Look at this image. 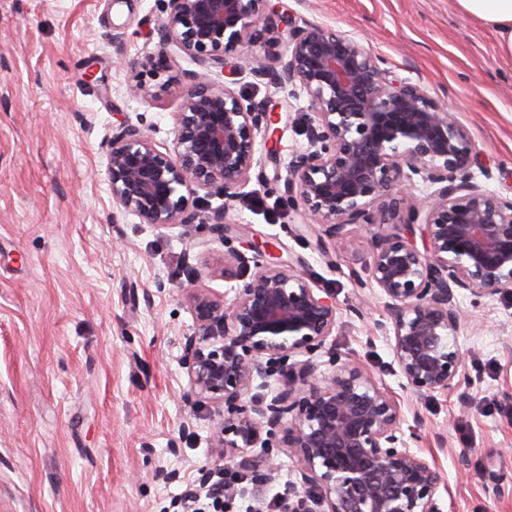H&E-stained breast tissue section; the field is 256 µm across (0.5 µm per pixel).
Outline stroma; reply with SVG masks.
I'll return each instance as SVG.
<instances>
[{"instance_id":"35a3bbf8","label":"stroma","mask_w":512,"mask_h":512,"mask_svg":"<svg viewBox=\"0 0 512 512\" xmlns=\"http://www.w3.org/2000/svg\"><path fill=\"white\" fill-rule=\"evenodd\" d=\"M293 23L314 21L359 38L394 74L420 83L465 125L490 186L512 194V60L453 0H270ZM162 0H0V512H184L182 497L213 468L211 409L189 404L179 363L201 288L230 293V252L272 242L339 307L328 343L359 361L425 418L449 491L443 512H512V293L461 292L460 391L418 397L390 368L376 325L386 314L351 271L365 230L319 243L281 204L282 175L305 144L306 115L288 91L244 74L249 99L282 106L276 159L258 150L263 177L230 213L242 236L223 241L204 200L193 237L140 223L112 201V129L130 121L160 151L173 148V114L193 63L172 53L156 68ZM151 94L133 98L130 62ZM368 303L365 318L353 313ZM471 408H462L459 392Z\"/></svg>"}]
</instances>
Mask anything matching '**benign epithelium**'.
I'll use <instances>...</instances> for the list:
<instances>
[{
  "label": "benign epithelium",
  "instance_id": "obj_1",
  "mask_svg": "<svg viewBox=\"0 0 512 512\" xmlns=\"http://www.w3.org/2000/svg\"><path fill=\"white\" fill-rule=\"evenodd\" d=\"M163 2L161 45L199 70L188 73L174 113L173 150L160 151L127 121L112 133L113 202L142 224H179L189 237L203 191L224 199L211 211L213 232L241 234L230 210L260 165L258 132L267 154H276L281 113L247 100L232 81H215L212 69L291 88L292 98H306L307 144L288 163V207L336 242L368 230L362 265L387 315L378 329L394 372L419 396L457 389L467 373L456 291L479 298L512 291V197L488 187L492 173L478 162L467 128L356 38L276 18L268 0ZM256 43H283L286 51L259 56L249 52ZM253 251L233 253L224 267L236 281L231 299L190 291L193 327L180 357L187 398L217 412L210 443L224 462L227 501L248 494L263 502L277 471L269 449L286 448L300 475L287 512H441L447 479L416 448L424 417L416 411L403 427L400 398L358 361L326 348L339 313L332 293L269 259L270 245ZM275 375L271 398L251 394L256 381L264 386ZM258 444L261 455L252 452Z\"/></svg>",
  "mask_w": 512,
  "mask_h": 512
}]
</instances>
